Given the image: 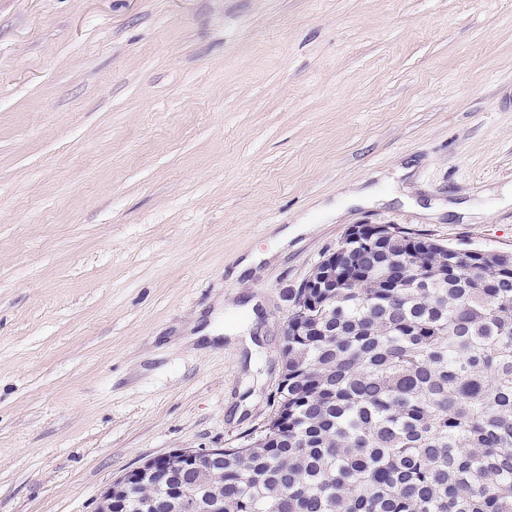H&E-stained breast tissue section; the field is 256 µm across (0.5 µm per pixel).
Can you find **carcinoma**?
I'll return each instance as SVG.
<instances>
[{
	"mask_svg": "<svg viewBox=\"0 0 512 512\" xmlns=\"http://www.w3.org/2000/svg\"><path fill=\"white\" fill-rule=\"evenodd\" d=\"M402 235L332 252L355 287L290 291L288 386L224 449L223 484L144 476L123 512H177L168 482L199 487L200 512H512V254Z\"/></svg>",
	"mask_w": 512,
	"mask_h": 512,
	"instance_id": "cac0c4a2",
	"label": "carcinoma"
}]
</instances>
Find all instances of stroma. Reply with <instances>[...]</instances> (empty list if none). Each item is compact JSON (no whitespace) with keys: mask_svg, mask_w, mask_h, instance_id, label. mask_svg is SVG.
I'll list each match as a JSON object with an SVG mask.
<instances>
[{"mask_svg":"<svg viewBox=\"0 0 512 512\" xmlns=\"http://www.w3.org/2000/svg\"><path fill=\"white\" fill-rule=\"evenodd\" d=\"M511 192L512 0H0V512L239 446L351 225L512 252Z\"/></svg>","mask_w":512,"mask_h":512,"instance_id":"stroma-1","label":"stroma"}]
</instances>
